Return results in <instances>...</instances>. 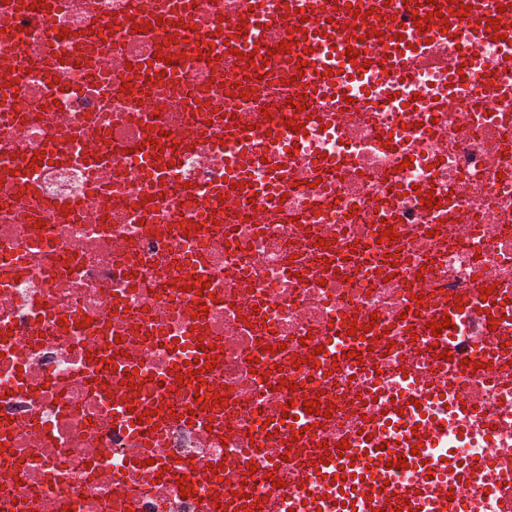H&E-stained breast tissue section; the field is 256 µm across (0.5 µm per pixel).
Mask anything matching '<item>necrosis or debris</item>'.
<instances>
[{
	"mask_svg": "<svg viewBox=\"0 0 512 512\" xmlns=\"http://www.w3.org/2000/svg\"><path fill=\"white\" fill-rule=\"evenodd\" d=\"M252 1L197 0L182 17L184 45L157 64L161 80L133 86L128 59H152L164 38L134 30L132 0H0V167L75 139L105 162L94 172L60 152L55 164L30 166L24 187H0V323L9 328L0 335L9 348L0 359V512H204L215 464L225 494L245 485L271 512H290L327 488L285 460L282 436L266 426L299 398L288 379L327 386L334 410L312 428L313 442L355 439L374 404L411 397L419 407L381 427L393 445L433 423L440 438L428 455L512 459V61L481 46L457 83L460 51L441 39L425 58L352 82L349 111L309 73L298 87L269 75L237 100L225 93L245 80L235 56L212 58ZM110 83L122 93L105 94ZM292 94L308 97L315 120L286 159L267 140L264 115ZM146 111L174 139V182L161 189L111 152L143 135ZM215 112L252 127L265 159L255 181L281 171L271 193H228L223 223L200 226L196 200L223 184L230 162ZM401 151L410 166H400ZM322 154L340 163L335 181L321 177ZM429 196L449 201L448 226L433 225ZM143 201L150 214L138 210ZM381 210L394 237L372 222ZM330 250L345 259L333 272ZM191 262L208 271L201 321L218 344L198 384L173 374L195 352L180 288ZM483 281L497 293L463 310L449 338L460 358L487 354L481 373L437 381L421 338L397 340L378 372L342 364L327 379L313 359L332 344L336 319L374 313L390 326L411 299L464 295ZM492 317L500 335L485 332ZM104 348L145 377L136 402L165 406L151 446L104 405L112 385L85 374ZM149 448L167 478L140 470ZM246 464L256 468L249 482ZM62 470L68 482L58 481ZM182 477L191 494L181 495Z\"/></svg>",
	"mask_w": 512,
	"mask_h": 512,
	"instance_id": "obj_1",
	"label": "necrosis or debris"
}]
</instances>
